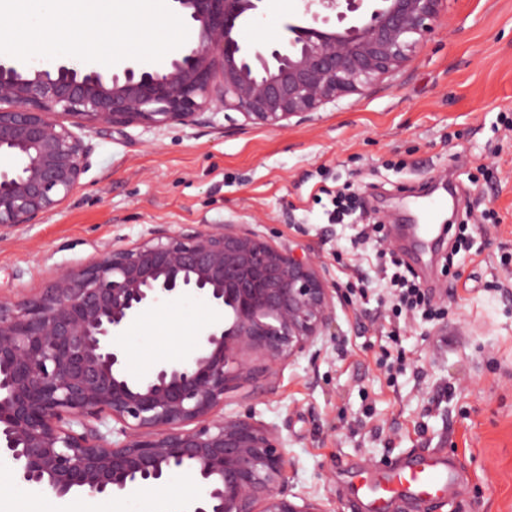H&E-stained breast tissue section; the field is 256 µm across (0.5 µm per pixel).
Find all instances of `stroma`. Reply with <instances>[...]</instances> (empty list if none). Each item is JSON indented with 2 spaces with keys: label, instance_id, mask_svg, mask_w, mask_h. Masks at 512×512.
<instances>
[{
  "label": "stroma",
  "instance_id": "obj_1",
  "mask_svg": "<svg viewBox=\"0 0 512 512\" xmlns=\"http://www.w3.org/2000/svg\"><path fill=\"white\" fill-rule=\"evenodd\" d=\"M301 0H263L237 37L281 44ZM86 173L42 223L0 235V298L36 294L63 268L165 227L240 224L280 248L312 254L336 288L331 336L268 380L238 385L224 411L279 428L291 466L288 490L326 512H368L352 492L404 459L450 461L457 480L443 504L403 499L388 512H512V0H450L436 33L396 73L327 103L310 118L269 131L237 112L212 124L147 130L104 128L87 137ZM455 175L466 249L448 276L442 246L403 240L409 186ZM351 187L368 222L382 224L404 263L435 291L444 315L390 339L382 297L350 301L356 269L376 271V252H352L355 224L328 223L320 187ZM182 298L146 315L129 335L130 375L182 360L184 336L213 318ZM404 352L389 367L383 352ZM9 486L0 512H60L64 499L22 487L0 456Z\"/></svg>",
  "mask_w": 512,
  "mask_h": 512
}]
</instances>
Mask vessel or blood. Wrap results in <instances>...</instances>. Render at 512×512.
Returning <instances> with one entry per match:
<instances>
[{"instance_id":"obj_1","label":"vessel or blood","mask_w":512,"mask_h":512,"mask_svg":"<svg viewBox=\"0 0 512 512\" xmlns=\"http://www.w3.org/2000/svg\"><path fill=\"white\" fill-rule=\"evenodd\" d=\"M449 471L441 462L421 459L416 465L396 469L377 484L359 483L356 492L367 499L370 512H387L397 499L419 498L437 502L444 498L448 488Z\"/></svg>"}]
</instances>
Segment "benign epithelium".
<instances>
[{
	"instance_id": "7a95c632",
	"label": "benign epithelium",
	"mask_w": 512,
	"mask_h": 512,
	"mask_svg": "<svg viewBox=\"0 0 512 512\" xmlns=\"http://www.w3.org/2000/svg\"><path fill=\"white\" fill-rule=\"evenodd\" d=\"M173 2L196 43L163 70L0 62V157L19 161L0 168V232L41 223L87 171L91 146L59 113L91 132L190 126L224 110L277 131L400 69L448 12V0H377L366 10L346 0L344 12L339 0H304L312 23L288 25L278 46L248 48L235 29L257 19L263 0ZM322 10L341 22L362 14L329 31L314 26ZM180 297L205 301L215 318L185 359L130 378L125 333ZM335 298L311 256L236 224L156 228L59 270L35 296L0 299V455L22 484L58 498H145L190 470L201 494L187 512H326L288 492L277 427L252 410H222L233 385L319 356Z\"/></svg>"
}]
</instances>
